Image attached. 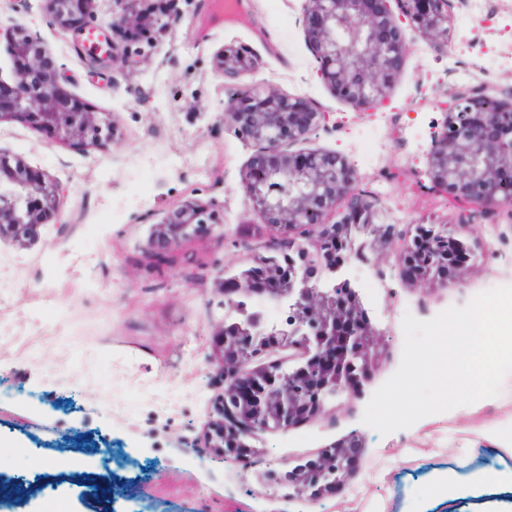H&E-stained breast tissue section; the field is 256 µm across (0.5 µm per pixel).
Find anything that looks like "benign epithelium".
<instances>
[{
  "mask_svg": "<svg viewBox=\"0 0 512 512\" xmlns=\"http://www.w3.org/2000/svg\"><path fill=\"white\" fill-rule=\"evenodd\" d=\"M51 17L78 43L91 30L104 32L106 49L89 54L92 63L111 66L126 56L116 38L139 31L149 40L178 18L175 0H113L116 10L106 23L97 19L95 0H49ZM305 0L302 26L317 74L334 93L360 111L384 106L408 45L401 23L437 53L448 52L451 0ZM12 53L25 63L0 100V123L21 119L60 141L96 145L112 129L106 116L86 108L73 109L60 89L56 71L43 68L49 50L26 30H7ZM246 45H226L216 55L224 78L235 82L225 102L224 127L252 141L261 152L241 179L246 200L265 214L279 233L268 240V252L288 254L287 267L265 256L247 257L243 267L220 282L224 306L265 299L288 311L275 327L265 316L230 324L222 322L212 335L211 358L224 375V395L214 405L208 428L210 447L227 461L249 469L237 449L251 447L267 429L286 431L296 422L319 416L328 402L358 385L375 356L376 330L365 317L347 280L336 279L351 257L376 252L391 242V225L375 222L374 205L357 189L358 176L343 155L333 152H289L287 142L305 139L325 123V113L302 98L240 83L255 67ZM447 119L434 136L427 155L433 186L478 202L484 213L512 210V93L495 96L481 86L458 91L446 103ZM63 190L48 175L26 163L0 157V240L21 245L34 242L37 228L60 210ZM346 205L339 223L329 216L336 203ZM219 209L187 201L156 224L154 248L161 252L202 230L223 227ZM337 236L339 250L325 249ZM467 249L466 242L446 226L415 225L399 237L400 276L409 283L450 280L445 266ZM297 348L301 355L288 371L271 377L255 360L268 350L266 336ZM358 440L351 437L333 450L335 468L319 469L307 460L288 471V486L313 505L336 492L355 461ZM89 497L95 512L123 488L112 473L90 476Z\"/></svg>",
  "mask_w": 512,
  "mask_h": 512,
  "instance_id": "obj_1",
  "label": "benign epithelium"
}]
</instances>
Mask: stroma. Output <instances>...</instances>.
Segmentation results:
<instances>
[{
  "label": "stroma",
  "instance_id": "35a3bbf8",
  "mask_svg": "<svg viewBox=\"0 0 512 512\" xmlns=\"http://www.w3.org/2000/svg\"><path fill=\"white\" fill-rule=\"evenodd\" d=\"M181 21L141 43L134 65L98 69L89 48L55 25L45 0H0V27L40 35L64 92L113 127L101 145H75L16 119L0 123V155L48 173L64 197L33 244L0 241V476L31 485L0 512H90L71 476L113 472L133 481L110 512H512V494L486 496L482 480L512 482V374L497 396L383 435L362 417L398 369L405 315L420 320L512 285V215L433 187L427 155L456 89L512 87V0H452L449 54L407 33L408 52L383 107L356 110L317 75L300 22L303 0H179ZM248 45L249 80L310 99L326 125L288 151L345 156L379 223L454 225L465 216L470 260L458 285L405 284L395 251L369 254L340 273L357 292L382 351L368 377L325 414L256 441L249 470L207 443L224 378L210 340L226 314L219 279L243 258L232 230L253 227L262 253L274 235L247 204L241 176L258 151L224 128L231 84L216 68L223 46ZM188 199L224 205L225 235H200L159 253L154 223ZM359 436L358 462L317 506L267 486L266 470L317 458ZM465 485L453 506L434 485Z\"/></svg>",
  "mask_w": 512,
  "mask_h": 512
}]
</instances>
